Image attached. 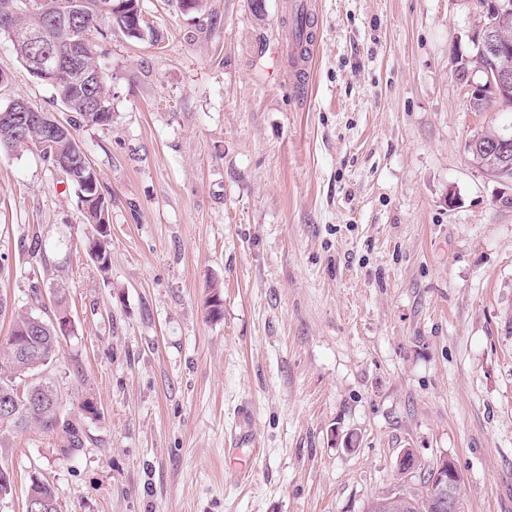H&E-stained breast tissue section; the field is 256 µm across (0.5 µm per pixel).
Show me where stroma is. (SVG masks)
Here are the masks:
<instances>
[{
    "label": "stroma",
    "mask_w": 512,
    "mask_h": 512,
    "mask_svg": "<svg viewBox=\"0 0 512 512\" xmlns=\"http://www.w3.org/2000/svg\"><path fill=\"white\" fill-rule=\"evenodd\" d=\"M307 3L305 89L291 0H141L142 37L102 43L112 122L76 136L108 275L77 189L0 151V288L37 313L64 282L77 333L41 375L82 439L17 433L0 512L34 476L60 512H366L444 456L466 512H512V189L464 148L512 115L472 111L455 72L481 6ZM0 73V105L60 113L4 36ZM97 198H98V195H91V196L87 197V200L95 201ZM98 203H99V213L97 210H95L93 208L87 209L85 207V209H86L85 214H86V219L88 221V224H91L94 227V230L96 232V237L93 236L92 242L98 243L99 246L101 248H103L105 250V252L107 253L109 251L108 239H107L108 235H110V234H108V232H110L109 223L107 222V224H106L105 222H103L100 219V216H102L104 209H106V213L108 216V202L105 198V195L104 196H103V194L100 195V198H98Z\"/></svg>",
    "instance_id": "stroma-1"
}]
</instances>
